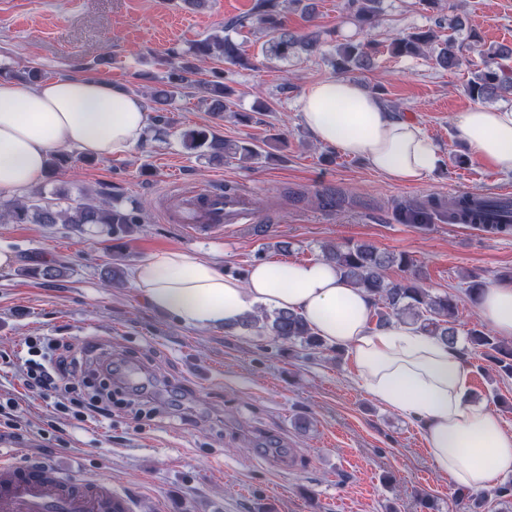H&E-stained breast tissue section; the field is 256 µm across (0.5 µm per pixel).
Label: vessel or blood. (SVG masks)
Instances as JSON below:
<instances>
[{
    "label": "vessel or blood",
    "mask_w": 512,
    "mask_h": 512,
    "mask_svg": "<svg viewBox=\"0 0 512 512\" xmlns=\"http://www.w3.org/2000/svg\"><path fill=\"white\" fill-rule=\"evenodd\" d=\"M183 206L169 216L194 237L216 235L228 224H254L249 194L231 200L223 191L198 185L182 192ZM55 465L22 463L0 453V512H128V500L104 489L56 480Z\"/></svg>",
    "instance_id": "1"
}]
</instances>
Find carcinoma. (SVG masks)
<instances>
[{"instance_id":"carcinoma-1","label":"carcinoma","mask_w":512,"mask_h":512,"mask_svg":"<svg viewBox=\"0 0 512 512\" xmlns=\"http://www.w3.org/2000/svg\"><path fill=\"white\" fill-rule=\"evenodd\" d=\"M382 0H346L345 8L363 27L374 25L380 16ZM260 26L268 37L265 53L275 58H286L290 54H310L319 44L318 34L310 32L297 35L284 25L280 0H254L249 18H239L224 26V34L206 36L195 41L188 49L194 59L204 61L221 57L231 65L248 66L242 44L233 39L231 33L248 25ZM431 51L435 63L443 69L461 67L467 62L463 56V44L453 36L440 37L434 31L418 30L402 34L390 43V53L395 57H415ZM375 49L360 42L347 41L336 48L337 59L333 68L339 73L354 69H367L373 64ZM483 67L472 72L468 93L477 102H485L497 93H512V69L502 61L512 58V47L500 45L486 53ZM196 66L179 60L173 55L163 88L152 94L155 121H166L164 112L172 106L183 90L192 85L190 76ZM0 76L21 83L34 84L44 78L37 67L21 72L0 68ZM199 103L217 116L230 106V89L222 80H210L198 84ZM182 147L190 153L207 156L222 163L230 159L257 160L262 147L252 141H229L219 138L207 127L184 130L180 133ZM62 192L46 196L37 191L24 200L0 205V215L15 224H72L81 229L86 225H102L115 238L128 236L142 221V208H128L117 197L105 205L79 204L62 207ZM439 210L448 213L454 224H469L489 235L512 233V199L499 196L460 193L448 200L431 197L426 202L406 209L401 213L408 224H426L431 215ZM323 260L336 267L343 279L354 288L365 290L377 307V325L383 326L397 319L419 326L423 331L454 345L458 341L457 303L453 296H432L419 285L421 267L409 255L380 251L367 243H345L324 248ZM396 266L407 273L397 282L385 280L383 271ZM67 273L64 266H46L32 269L28 274L47 281H55ZM244 328H256L291 344L299 343L309 348L323 347V341L314 334L305 319L296 312L274 310L249 313L241 321ZM467 340L479 357L491 364L499 377H512V342H506L487 330L479 322L467 332Z\"/></svg>"}]
</instances>
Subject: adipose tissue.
Listing matches in <instances>:
<instances>
[{
	"instance_id": "obj_1",
	"label": "adipose tissue",
	"mask_w": 512,
	"mask_h": 512,
	"mask_svg": "<svg viewBox=\"0 0 512 512\" xmlns=\"http://www.w3.org/2000/svg\"><path fill=\"white\" fill-rule=\"evenodd\" d=\"M297 116L318 144L395 185L422 183L442 162L415 119L350 77L308 85ZM147 125L142 97L104 79L61 76L28 87L0 79V192L40 183L57 149L97 159L128 153ZM455 126L473 161L512 172V107L479 105L458 114ZM130 281L152 308L191 328L229 326L260 308L300 313L327 346L352 356L367 394L419 422L436 469L454 488L477 493L512 476V430L472 399L459 349L412 325H372L368 293L330 264L260 261L240 279L212 259L168 250L136 262ZM478 313L495 335L512 339V279L490 283Z\"/></svg>"
}]
</instances>
